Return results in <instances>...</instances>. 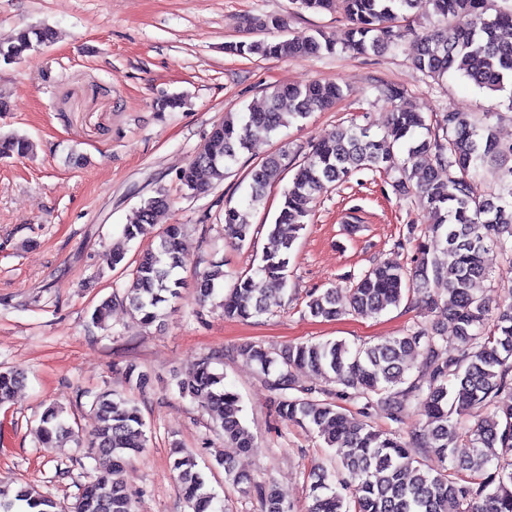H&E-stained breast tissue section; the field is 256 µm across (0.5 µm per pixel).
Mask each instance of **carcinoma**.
Listing matches in <instances>:
<instances>
[{"instance_id": "1", "label": "carcinoma", "mask_w": 512, "mask_h": 512, "mask_svg": "<svg viewBox=\"0 0 512 512\" xmlns=\"http://www.w3.org/2000/svg\"><path fill=\"white\" fill-rule=\"evenodd\" d=\"M304 10L342 8L351 27L346 49L356 55L380 52L395 45L403 31L395 23L428 8L438 24L417 42L415 66L434 78L450 72L490 92L512 84V11L487 15L489 0H297ZM259 31L280 32V17L255 18ZM54 38L48 27H26L8 43H0V62L20 63ZM335 49L322 32L299 41L274 37L227 45L240 56L291 57ZM343 96L336 84L311 83L273 89L264 108L250 109L213 124L202 148L179 171V181L193 194L207 192L224 180L230 163L259 139L321 112ZM492 112L475 119L448 112L426 123L419 112L394 109L381 135L368 125L351 123L320 140L293 176L275 224L269 230L276 248L264 253L257 272L269 282L255 292L252 276L224 272V261H212L196 279L199 302L223 293L224 317L246 321L270 314L284 305L290 253L312 212V204L328 187L347 181L362 170L398 171L395 193L413 197L428 212L430 222L412 236L414 270L398 263H379L349 286V307L338 306L334 287L308 295L307 311L314 318L335 320L354 314L369 317L404 298L418 295L428 309L453 325L457 346L449 353L448 336L440 322L417 323L401 336L384 337L355 348L342 340L288 344L270 352L247 343L239 355L256 364L269 388L278 394L280 418L322 438L338 451L335 474L328 481L321 469L310 486L309 512H512V297L492 308L475 293L476 282L489 277L484 256L495 249L512 256V201L486 192L475 179L477 163L512 157V143L502 144L489 123ZM33 143L25 134H0V159L25 157ZM282 155L271 154L250 173L244 206L224 210V234L237 244L252 238L251 212L262 205L266 191L282 173ZM172 200L164 188L145 200L123 226L126 240L148 239L149 245L130 263V280L122 294L97 305L92 324L103 327L112 304L121 301L145 325L164 316L183 281L185 265L182 224H167L154 232L159 214ZM229 285H224V282ZM421 356V374L412 377L405 358ZM315 376L347 388L344 396L365 399L362 411L351 413L313 397V390L296 385L293 372ZM128 383L145 389L149 375L136 365L125 370ZM24 381L17 369L0 371V404L8 402ZM180 395L206 409L224 431L230 448L248 452L254 440L241 417L239 397L224 385V375L199 360L177 381ZM296 390L298 394L288 395ZM422 416L407 435L375 428L370 418L384 414L403 422L410 407ZM92 408L97 425L90 447L111 461L106 473L85 484L70 512H136L127 473L131 462L147 448L146 422L137 402L105 391ZM38 440L50 447L73 437L63 411L49 406L36 427ZM433 455L450 465L434 470L419 456ZM180 493L190 512H216L214 495L198 469L196 454L185 448L171 453ZM224 480L260 500L262 512H289L272 485L258 482L229 458H215ZM56 503L34 489L0 488V512H55Z\"/></svg>"}]
</instances>
